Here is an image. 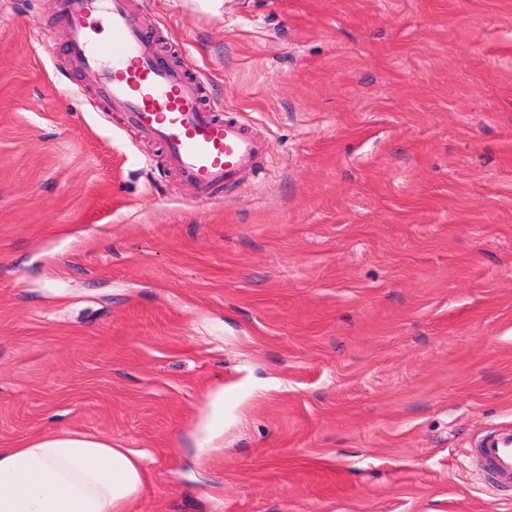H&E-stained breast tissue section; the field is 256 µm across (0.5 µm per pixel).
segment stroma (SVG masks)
Here are the masks:
<instances>
[{"mask_svg":"<svg viewBox=\"0 0 512 512\" xmlns=\"http://www.w3.org/2000/svg\"><path fill=\"white\" fill-rule=\"evenodd\" d=\"M132 8L263 173L201 194L0 0V445L144 452L134 512H512V0ZM477 467L495 490L512 488V427L490 430L474 448Z\"/></svg>","mask_w":512,"mask_h":512,"instance_id":"obj_1","label":"stroma"}]
</instances>
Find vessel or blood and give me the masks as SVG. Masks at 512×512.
<instances>
[{
    "label": "vessel or blood",
    "instance_id": "obj_1",
    "mask_svg": "<svg viewBox=\"0 0 512 512\" xmlns=\"http://www.w3.org/2000/svg\"><path fill=\"white\" fill-rule=\"evenodd\" d=\"M64 12L72 62L99 72L100 98L158 140L183 179L207 193L259 167L263 142L241 123L216 116L203 101L202 81L157 52L129 0H65ZM473 456L491 487L512 488L511 426L490 430Z\"/></svg>",
    "mask_w": 512,
    "mask_h": 512
}]
</instances>
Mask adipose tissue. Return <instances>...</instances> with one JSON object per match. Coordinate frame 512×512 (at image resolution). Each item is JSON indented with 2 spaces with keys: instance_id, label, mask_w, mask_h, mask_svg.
Listing matches in <instances>:
<instances>
[{
  "instance_id": "obj_1",
  "label": "adipose tissue",
  "mask_w": 512,
  "mask_h": 512,
  "mask_svg": "<svg viewBox=\"0 0 512 512\" xmlns=\"http://www.w3.org/2000/svg\"><path fill=\"white\" fill-rule=\"evenodd\" d=\"M141 452L81 431L0 446V512H131L145 485Z\"/></svg>"
}]
</instances>
